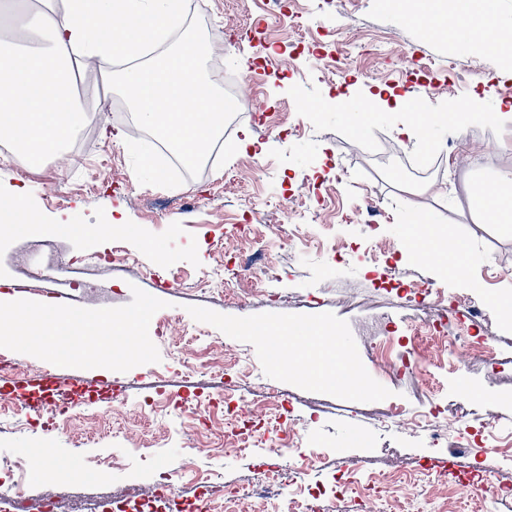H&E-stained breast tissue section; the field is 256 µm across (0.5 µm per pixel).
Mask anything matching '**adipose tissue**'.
I'll return each mask as SVG.
<instances>
[{"instance_id":"adipose-tissue-1","label":"adipose tissue","mask_w":512,"mask_h":512,"mask_svg":"<svg viewBox=\"0 0 512 512\" xmlns=\"http://www.w3.org/2000/svg\"><path fill=\"white\" fill-rule=\"evenodd\" d=\"M403 22L451 43L478 40L484 51L500 53L506 30L493 0H388ZM183 0H40L26 6L27 29L44 45L0 51V136L21 145L31 161L56 152L85 119L75 93L74 74L93 64H125L122 83L139 121L164 131L186 156L204 157L228 110L203 77L197 45L169 44ZM364 119L387 110L401 114L397 134L426 141L434 122L453 125L480 120V113L454 109L439 115L411 108L405 97L367 93L360 103ZM479 224L512 226V189L491 187L477 200ZM410 251L453 272L465 270L469 250L459 240L432 241L430 232H411ZM139 312L115 321L85 317L52 307L0 315V337L24 336L34 343H59L82 334L124 340L146 319Z\"/></svg>"}]
</instances>
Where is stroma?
I'll use <instances>...</instances> for the list:
<instances>
[{
  "label": "stroma",
  "mask_w": 512,
  "mask_h": 512,
  "mask_svg": "<svg viewBox=\"0 0 512 512\" xmlns=\"http://www.w3.org/2000/svg\"><path fill=\"white\" fill-rule=\"evenodd\" d=\"M184 2L177 35L201 44L202 72L216 93L224 94L226 81H240L239 120L211 157L179 170L161 152L156 161L163 179L140 175L138 148L149 131L121 88L103 100L97 68L82 69L77 77V86L90 90L93 99L83 104L91 120L71 146L35 166L0 154V194H21L41 217L34 228L0 237V310L18 307L21 295L12 289L13 277L45 268L50 248L59 257L48 282L60 293L58 305L116 320L148 313L137 331L147 354L135 363L124 359L118 345L88 336L74 338L65 357L43 347L0 343V353L19 367L5 383L8 389L27 385L37 367L62 381L125 389L122 413L105 416L103 423L78 413L72 429L63 432L43 416L0 432V462L25 464L26 512H41L38 500L52 496L108 503L134 487L152 491L170 475L188 498L196 494L198 473L216 487L250 490L276 445L274 434L244 452L193 455L183 439L179 409L158 411L148 433L139 422L141 407L159 389L185 397L219 392V379L208 371L183 374L194 344L212 340L223 342L227 357L248 373L253 386L287 395L300 432L297 446L315 455L305 482L329 489L319 499L320 512H358L359 492L331 491L343 473L362 483L372 475L413 469L417 481L426 483L417 471L420 461L450 456L454 448L450 442L430 447L425 433L413 426L414 416L431 407H442L441 426L452 435L479 421L512 430V318L495 303L496 296L512 293V231L473 223L469 210L478 188L512 174V126L489 127L499 146L493 154L484 138L489 128L482 124L440 123L427 142L417 143L396 136L394 116L382 111L368 123L362 142L348 130L364 90L381 87L424 95L429 112L474 100L480 111L495 113L512 105V60L487 54L475 41L453 45L426 35L404 25L379 0H349L342 14L325 0H295L287 15L271 14L264 0ZM358 39L387 45L389 53L351 58L344 78H337V56ZM452 64L458 71L453 79ZM247 131L254 144L242 152L237 144ZM403 182L425 191L406 194L399 188ZM304 198L312 200L315 215L298 240L290 235L282 206ZM419 210L439 214L431 227L436 236L467 244L466 270L448 272L407 251V233ZM248 211L254 223L264 225V236L225 246V229L242 223ZM119 216L125 229H110ZM62 224L68 232H59ZM350 243L359 247L351 260L333 258L331 245ZM116 246L138 265L125 273L115 294L105 286L111 273L98 260ZM228 257L255 274L266 262L275 263L269 301L227 300L193 289V282ZM153 274H172L187 285L158 288L149 280ZM379 276L428 284L450 304L482 303L480 317L451 319L448 334L485 336L493 361L452 352L398 379L381 374L369 347L381 334L380 319H392L408 336L423 329L430 312L377 291ZM71 277L94 280L95 286L67 291L64 282ZM277 324L299 332L312 325L337 332L363 387L334 388L332 364L319 381L299 374L293 364L304 357L301 340L270 354L252 330ZM395 404L406 414L398 422L386 418ZM39 448L51 451L42 467L33 457Z\"/></svg>",
  "instance_id": "obj_1"
}]
</instances>
